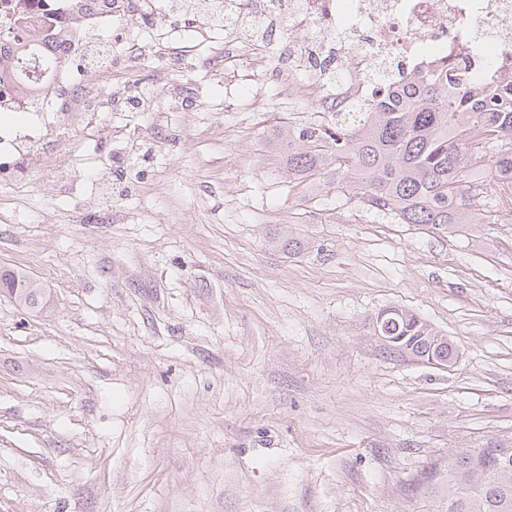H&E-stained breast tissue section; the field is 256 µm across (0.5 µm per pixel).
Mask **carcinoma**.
Returning <instances> with one entry per match:
<instances>
[{"mask_svg": "<svg viewBox=\"0 0 512 512\" xmlns=\"http://www.w3.org/2000/svg\"><path fill=\"white\" fill-rule=\"evenodd\" d=\"M73 24L112 0H70ZM15 34L0 28V70L9 62ZM471 62L448 71L411 75L402 86L366 105L356 116H321L300 128L278 126L274 139L288 174L298 179L329 172L353 174L363 203L403 224H429L462 232L495 223L512 211V83L472 82ZM0 291L16 305L37 309L45 290L21 271L0 273ZM372 318L393 342L394 354L408 353L451 366L457 350L448 336L418 314L387 307ZM415 498L433 494L445 512H512V436L458 448L417 475Z\"/></svg>", "mask_w": 512, "mask_h": 512, "instance_id": "obj_1", "label": "carcinoma"}]
</instances>
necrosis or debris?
Here are the masks:
<instances>
[{
	"label": "necrosis or debris",
	"mask_w": 512,
	"mask_h": 512,
	"mask_svg": "<svg viewBox=\"0 0 512 512\" xmlns=\"http://www.w3.org/2000/svg\"><path fill=\"white\" fill-rule=\"evenodd\" d=\"M234 11L235 19L224 23L231 33L225 57L246 49L233 30L275 16L282 34L300 35L304 44L282 71V80L347 112L396 86L398 61L417 72L438 69L454 57H477L496 65L499 78H512V0H239ZM68 14L69 0H0V24L17 29L23 46L55 30L72 47L82 45L89 29L74 27ZM165 14L155 0H114L116 41L125 42L133 27L156 30ZM148 59L135 45L122 55H100L75 77L59 69L35 80L19 70L12 81L0 83V93L15 104L39 103L65 121L82 124L102 96L99 72L118 64L133 72Z\"/></svg>",
	"instance_id": "1"
}]
</instances>
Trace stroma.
Masks as SVG:
<instances>
[{
    "label": "stroma",
    "instance_id": "1",
    "mask_svg": "<svg viewBox=\"0 0 512 512\" xmlns=\"http://www.w3.org/2000/svg\"><path fill=\"white\" fill-rule=\"evenodd\" d=\"M171 62L144 111L110 72L89 123L0 114L52 141L0 186V512H429L400 488L449 450L512 436V219L448 233L289 178L272 126L282 44L209 66L226 32L163 25ZM121 177L111 200L96 184ZM304 244L286 254L270 233ZM442 331L444 367L388 353L371 318ZM1 290L13 303L27 310L37 309L46 304L44 288L18 270L0 273V293Z\"/></svg>",
    "mask_w": 512,
    "mask_h": 512
}]
</instances>
